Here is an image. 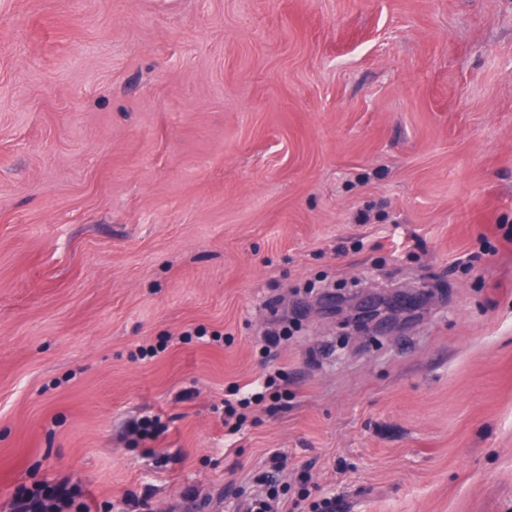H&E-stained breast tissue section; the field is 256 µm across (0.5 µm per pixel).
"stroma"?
<instances>
[{
	"instance_id": "obj_1",
	"label": "stroma",
	"mask_w": 512,
	"mask_h": 512,
	"mask_svg": "<svg viewBox=\"0 0 512 512\" xmlns=\"http://www.w3.org/2000/svg\"><path fill=\"white\" fill-rule=\"evenodd\" d=\"M360 281L435 300L361 340ZM271 453L295 512H512V0H0V512ZM259 386L253 388V391L242 398L228 399L224 398V421L235 420L236 424L241 425L245 422L247 416L244 410L253 405H260L264 401L263 391H258ZM82 497L78 487L69 482L47 481L36 489L20 486L14 493L9 512H86L85 502H76V498Z\"/></svg>"
}]
</instances>
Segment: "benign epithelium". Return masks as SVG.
I'll use <instances>...</instances> for the list:
<instances>
[{
    "label": "benign epithelium",
    "instance_id": "7a95c632",
    "mask_svg": "<svg viewBox=\"0 0 512 512\" xmlns=\"http://www.w3.org/2000/svg\"><path fill=\"white\" fill-rule=\"evenodd\" d=\"M430 302L425 289L385 292L373 289L368 293L349 291L331 294L321 306L325 319H345L362 336L392 332L418 316Z\"/></svg>",
    "mask_w": 512,
    "mask_h": 512
}]
</instances>
